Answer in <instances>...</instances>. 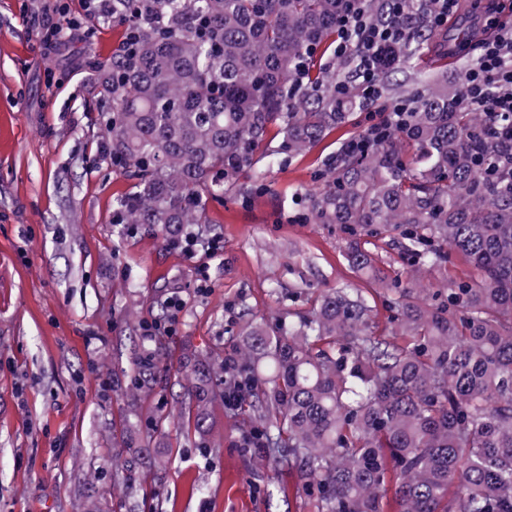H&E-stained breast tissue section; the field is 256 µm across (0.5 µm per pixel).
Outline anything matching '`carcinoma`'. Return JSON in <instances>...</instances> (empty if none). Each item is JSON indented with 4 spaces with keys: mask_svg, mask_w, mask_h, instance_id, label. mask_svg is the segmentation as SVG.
<instances>
[{
    "mask_svg": "<svg viewBox=\"0 0 512 512\" xmlns=\"http://www.w3.org/2000/svg\"><path fill=\"white\" fill-rule=\"evenodd\" d=\"M87 34L121 30L105 64L86 78L104 131L103 155L135 190L113 200L115 223L143 224L171 240L202 223L209 199L273 150L311 149L363 107L316 54L336 40L348 0H82ZM389 0L369 17L394 19ZM399 73L421 85L403 124L368 153H341L306 195V219L336 226L360 277L394 293L395 322L379 334L359 288H332L315 309L277 329L253 321L217 363L222 391L245 385L238 411L257 443L298 470L313 512H512V145L463 100L461 72L416 69L436 35L427 3ZM279 144L268 146L269 127ZM377 238L414 266L399 288L367 248ZM450 247L465 279L425 282ZM213 376L188 378L193 420L205 435Z\"/></svg>",
    "mask_w": 512,
    "mask_h": 512,
    "instance_id": "carcinoma-1",
    "label": "carcinoma"
}]
</instances>
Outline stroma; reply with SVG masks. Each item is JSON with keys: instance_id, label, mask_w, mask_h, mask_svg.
<instances>
[{"instance_id": "obj_1", "label": "stroma", "mask_w": 512, "mask_h": 512, "mask_svg": "<svg viewBox=\"0 0 512 512\" xmlns=\"http://www.w3.org/2000/svg\"><path fill=\"white\" fill-rule=\"evenodd\" d=\"M57 6L0 0V512H311L295 468L245 447L251 428L223 401L207 407L209 434L195 431L179 376L223 352L243 312L283 326L324 290L360 285L339 231L301 215L365 112L304 153L265 157L260 192L240 172L186 226V254L113 223L133 182L100 157L84 76L119 36L72 27L46 54L40 22ZM154 323L171 329L158 345L144 338ZM148 355L152 391L130 397ZM111 377L120 390L103 388ZM129 421L143 431L132 474L115 466Z\"/></svg>"}]
</instances>
